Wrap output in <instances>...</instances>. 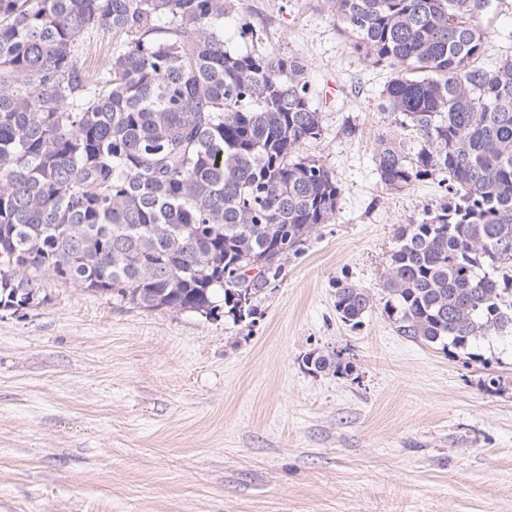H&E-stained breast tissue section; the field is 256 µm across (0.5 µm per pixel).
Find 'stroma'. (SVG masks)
<instances>
[{
  "mask_svg": "<svg viewBox=\"0 0 512 512\" xmlns=\"http://www.w3.org/2000/svg\"><path fill=\"white\" fill-rule=\"evenodd\" d=\"M492 58L512 56V0L480 17ZM307 66L335 214L256 301L231 314L147 311L42 280L46 301L0 311V512H512V343L448 355L401 335L381 307L359 326L335 285L376 289L400 226L436 209L373 155L417 135L382 108L372 66L322 0H236L224 41L247 29ZM340 353L348 376L303 358ZM499 377L487 390V375Z\"/></svg>",
  "mask_w": 512,
  "mask_h": 512,
  "instance_id": "obj_1",
  "label": "stroma"
}]
</instances>
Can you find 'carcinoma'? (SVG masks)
<instances>
[{
	"instance_id": "obj_1",
	"label": "carcinoma",
	"mask_w": 512,
	"mask_h": 512,
	"mask_svg": "<svg viewBox=\"0 0 512 512\" xmlns=\"http://www.w3.org/2000/svg\"><path fill=\"white\" fill-rule=\"evenodd\" d=\"M391 70L380 181L432 179L435 212L399 228L380 288L404 336L452 352L512 340V58L485 61L491 0H323ZM234 0H0V309L38 306L46 275L143 310L236 321L321 224L340 187L302 148L323 136L304 63L224 42ZM99 30L118 37L87 70ZM376 295L336 282L357 325ZM308 370L353 365L310 352Z\"/></svg>"
}]
</instances>
